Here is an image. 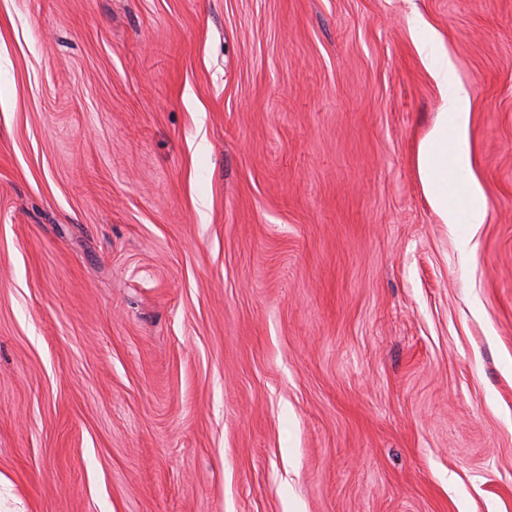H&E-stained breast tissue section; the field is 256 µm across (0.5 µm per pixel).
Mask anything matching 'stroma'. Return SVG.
Listing matches in <instances>:
<instances>
[{
  "instance_id": "stroma-1",
  "label": "stroma",
  "mask_w": 512,
  "mask_h": 512,
  "mask_svg": "<svg viewBox=\"0 0 512 512\" xmlns=\"http://www.w3.org/2000/svg\"><path fill=\"white\" fill-rule=\"evenodd\" d=\"M0 512H512V0H0ZM430 74L445 94L438 120L417 153L425 196L444 224H483L487 201L480 184L461 181L470 168V92L445 53L431 66Z\"/></svg>"
}]
</instances>
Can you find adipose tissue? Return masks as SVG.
Segmentation results:
<instances>
[{
    "label": "adipose tissue",
    "instance_id": "1",
    "mask_svg": "<svg viewBox=\"0 0 512 512\" xmlns=\"http://www.w3.org/2000/svg\"><path fill=\"white\" fill-rule=\"evenodd\" d=\"M430 74L445 95L438 120L420 142L417 153L425 196L444 223H484L487 201L483 190L477 181L463 179L470 168V92L449 57L435 62Z\"/></svg>",
    "mask_w": 512,
    "mask_h": 512
}]
</instances>
